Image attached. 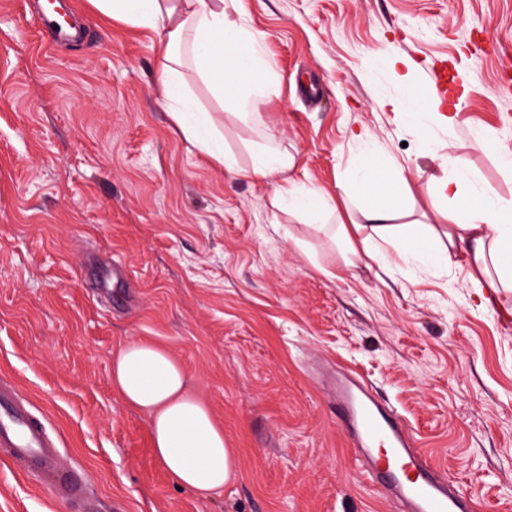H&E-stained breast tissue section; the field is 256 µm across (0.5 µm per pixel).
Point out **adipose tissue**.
Here are the masks:
<instances>
[{"label": "adipose tissue", "mask_w": 512, "mask_h": 512, "mask_svg": "<svg viewBox=\"0 0 512 512\" xmlns=\"http://www.w3.org/2000/svg\"><path fill=\"white\" fill-rule=\"evenodd\" d=\"M108 21L158 33L157 74L163 105L187 141L213 163L241 170L257 181L280 176L277 188L289 211L333 215L336 201L325 189H296L290 172L293 155L276 146L256 151L247 166H239L215 135L211 112L199 109L186 92L185 69H192L216 93L243 86L258 88L271 75L263 57V39L245 25L242 0H88ZM233 48L232 63H225V48ZM440 162L448 171L439 182L440 197L454 209L444 224H424L412 231L404 222L414 212L409 170L399 164L379 171L374 154H367L359 174L342 171L336 182L341 191L357 185L360 201L354 207L359 220L329 225L344 266L356 261L380 260L383 245L397 253L418 247L434 264L462 268L469 284L492 293L512 290V204L493 189L478 185L463 170L453 153ZM112 385L130 407L147 413L154 453L180 487L201 496L218 492L237 474V453L224 440L209 407L188 385L183 365L159 346L129 342L112 358Z\"/></svg>", "instance_id": "adipose-tissue-1"}]
</instances>
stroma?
Returning a JSON list of instances; mask_svg holds the SVG:
<instances>
[{"label": "stroma", "mask_w": 512, "mask_h": 512, "mask_svg": "<svg viewBox=\"0 0 512 512\" xmlns=\"http://www.w3.org/2000/svg\"><path fill=\"white\" fill-rule=\"evenodd\" d=\"M41 2L0 0V377L55 431L88 501L52 499L0 458V512H396L334 422L344 374L396 404L483 512H512V295L482 300L465 270L393 253L389 272L328 277L340 255L321 216L274 206L277 178L218 169L171 122L156 33L67 0L80 36L60 38L37 27ZM242 3L270 82L220 98L185 73L240 164L270 136L296 155V183L332 191L360 167L363 133L381 162L418 169L416 220L442 204L440 148L512 201L498 157L512 151V0ZM394 59L414 63L408 81ZM415 96L436 105L424 132L405 118ZM131 341L165 347L223 426L237 475L219 494L179 487L147 414L113 389Z\"/></svg>", "instance_id": "1"}]
</instances>
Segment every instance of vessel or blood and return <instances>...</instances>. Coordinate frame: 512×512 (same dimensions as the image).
<instances>
[{
    "label": "vessel or blood",
    "instance_id": "1",
    "mask_svg": "<svg viewBox=\"0 0 512 512\" xmlns=\"http://www.w3.org/2000/svg\"><path fill=\"white\" fill-rule=\"evenodd\" d=\"M336 423L362 448L366 461L360 475L386 494L402 512H473L470 494L436 467L418 447L405 419L364 385L347 378L334 386ZM0 450L38 474L42 489L69 502L85 496L83 477L59 463L55 436L24 402L17 388L0 381Z\"/></svg>",
    "mask_w": 512,
    "mask_h": 512
}]
</instances>
